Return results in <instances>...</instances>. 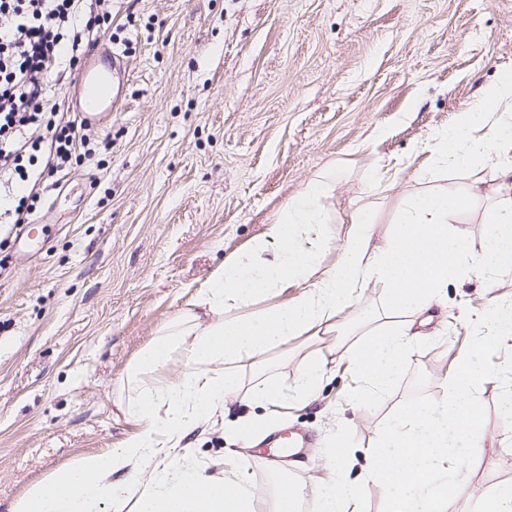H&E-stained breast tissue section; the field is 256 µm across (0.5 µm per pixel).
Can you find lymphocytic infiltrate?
I'll use <instances>...</instances> for the list:
<instances>
[{"label": "lymphocytic infiltrate", "instance_id": "obj_1", "mask_svg": "<svg viewBox=\"0 0 512 512\" xmlns=\"http://www.w3.org/2000/svg\"><path fill=\"white\" fill-rule=\"evenodd\" d=\"M112 0H0V181L28 187L6 214L26 223L38 188L67 169L77 149L93 156L89 135L65 123L48 93L62 63L77 65L97 19Z\"/></svg>", "mask_w": 512, "mask_h": 512}]
</instances>
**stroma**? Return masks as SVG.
Instances as JSON below:
<instances>
[{
    "label": "stroma",
    "mask_w": 512,
    "mask_h": 512,
    "mask_svg": "<svg viewBox=\"0 0 512 512\" xmlns=\"http://www.w3.org/2000/svg\"><path fill=\"white\" fill-rule=\"evenodd\" d=\"M103 28L128 62L122 105L90 130L94 157L37 200L35 215L55 211L46 240L24 253L0 246V512L77 458L122 445L135 429L118 404L128 364L308 180L336 176L325 201L334 218L324 227L327 266L340 261L350 214L378 174L386 189L373 241L393 231L405 197L475 181L477 204L456 226L476 251L489 230L492 167L423 182L415 150L512 68V0H112ZM507 299L512 272L450 281L443 303L414 323L423 337L397 383L357 403L342 353L363 337L362 313L376 312L380 327L404 320L370 283L337 314L335 334L297 336L267 353V373L288 395L284 417L231 403L190 436V455L214 477L245 471L267 499L279 477L311 493L337 424L352 428L356 450L373 447L419 370L427 394L442 398L472 337L467 312ZM326 351L333 371L312 398L298 397L303 365ZM500 392L491 379L480 396L487 415L466 477L472 499L512 481ZM279 425L309 435L302 457L261 448Z\"/></svg>",
    "instance_id": "obj_1"
}]
</instances>
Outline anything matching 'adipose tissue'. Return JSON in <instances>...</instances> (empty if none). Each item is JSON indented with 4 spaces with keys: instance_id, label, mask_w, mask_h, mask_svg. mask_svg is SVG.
<instances>
[{
    "instance_id": "ef3b65f1",
    "label": "adipose tissue",
    "mask_w": 512,
    "mask_h": 512,
    "mask_svg": "<svg viewBox=\"0 0 512 512\" xmlns=\"http://www.w3.org/2000/svg\"><path fill=\"white\" fill-rule=\"evenodd\" d=\"M424 168L496 169L495 199L482 221L490 227L482 251H472L451 219L468 211L475 191L450 188L412 195L395 218V232L371 242L372 203L358 205L339 265L322 268V227L332 217L324 201L330 177L309 180L245 251L227 258L193 307L162 326L129 364L122 391L135 430L121 447L88 454L31 487L14 512H108L134 499L136 512H258L260 497L246 473L203 478L185 459V439L229 399L247 394L261 404L286 401L263 377L244 388L236 365L286 346L297 336L328 334L336 316L362 288L382 283L392 310L416 316L440 303L449 281L476 271L512 272V71L504 70L474 104L422 145ZM296 295H289L291 287ZM264 301L258 312L250 305ZM415 336L409 329L374 328L345 355L361 387L358 402L387 393ZM180 359L177 377L164 375ZM147 473L143 485L136 474Z\"/></svg>"
}]
</instances>
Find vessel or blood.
I'll return each mask as SVG.
<instances>
[{"mask_svg": "<svg viewBox=\"0 0 512 512\" xmlns=\"http://www.w3.org/2000/svg\"><path fill=\"white\" fill-rule=\"evenodd\" d=\"M126 69L125 61L110 51L96 53L88 58L72 97V108L82 125H100L103 117L117 105L120 96L112 90V76L124 73Z\"/></svg>", "mask_w": 512, "mask_h": 512, "instance_id": "vessel-or-blood-1", "label": "vessel or blood"}]
</instances>
